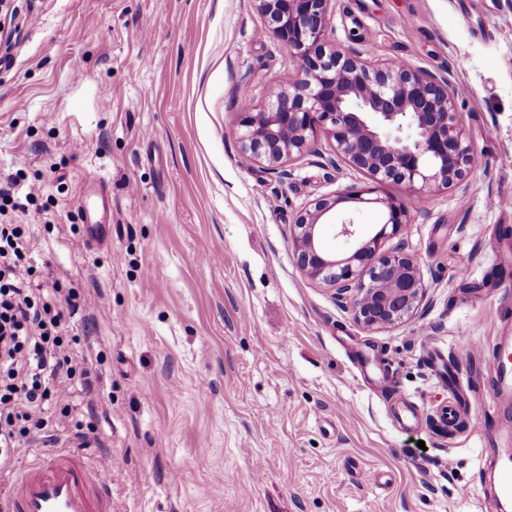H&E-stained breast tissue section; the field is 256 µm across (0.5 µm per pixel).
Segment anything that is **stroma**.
Listing matches in <instances>:
<instances>
[{
  "instance_id": "obj_1",
  "label": "stroma",
  "mask_w": 512,
  "mask_h": 512,
  "mask_svg": "<svg viewBox=\"0 0 512 512\" xmlns=\"http://www.w3.org/2000/svg\"><path fill=\"white\" fill-rule=\"evenodd\" d=\"M329 43L450 75L474 162L407 200L427 297L367 331L293 263L290 227L363 186L326 137L242 162L260 108L298 69L252 0H14L0 45V185L38 184L26 225L44 286L88 300L91 392L65 385L109 458L112 512H501L484 443L443 426L453 391L489 423L492 345L512 309V0H332ZM108 226L89 244L85 209ZM483 341L478 358L459 341Z\"/></svg>"
}]
</instances>
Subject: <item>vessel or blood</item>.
Returning <instances> with one entry per match:
<instances>
[{"instance_id":"b4317fda","label":"vessel or blood","mask_w":512,"mask_h":512,"mask_svg":"<svg viewBox=\"0 0 512 512\" xmlns=\"http://www.w3.org/2000/svg\"><path fill=\"white\" fill-rule=\"evenodd\" d=\"M492 388L497 399L512 396V336L499 337L495 344ZM470 422L493 455L498 499L512 501V455L501 451V433L487 428L485 415H471ZM104 465V457L78 448L41 452L0 490V512H112Z\"/></svg>"}]
</instances>
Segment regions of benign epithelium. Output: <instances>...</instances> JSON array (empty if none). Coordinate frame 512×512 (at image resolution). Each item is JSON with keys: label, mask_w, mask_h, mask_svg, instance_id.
<instances>
[{"label": "benign epithelium", "mask_w": 512, "mask_h": 512, "mask_svg": "<svg viewBox=\"0 0 512 512\" xmlns=\"http://www.w3.org/2000/svg\"><path fill=\"white\" fill-rule=\"evenodd\" d=\"M330 2L254 0L299 77L267 107L238 113L241 158L262 159L286 179L284 163L325 135L335 142L337 158L369 176L367 187H347L310 204L292 224L290 248L303 276L334 290L336 302L350 308L357 323L388 328L418 311L426 285L404 241L383 246L410 223L405 200L383 187L394 181L415 193L447 188L463 176L473 152L462 133L451 79L327 46ZM347 202L379 205L384 222L370 238L356 236L351 218L331 223L339 236L353 240L350 255L338 256L323 246L319 229Z\"/></svg>", "instance_id": "benign-epithelium-1"}]
</instances>
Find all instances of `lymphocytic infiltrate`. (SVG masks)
Listing matches in <instances>:
<instances>
[{"mask_svg":"<svg viewBox=\"0 0 512 512\" xmlns=\"http://www.w3.org/2000/svg\"><path fill=\"white\" fill-rule=\"evenodd\" d=\"M31 241L18 224L0 223V466L33 436L72 425L61 388L77 369L67 318L82 301L76 292L43 286L29 262Z\"/></svg>","mask_w":512,"mask_h":512,"instance_id":"lymphocytic-infiltrate-1","label":"lymphocytic infiltrate"}]
</instances>
